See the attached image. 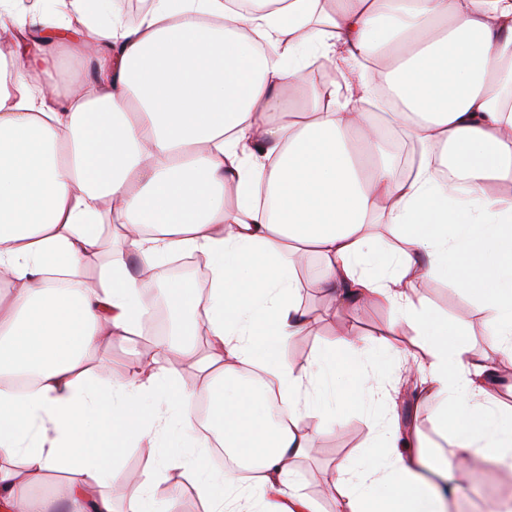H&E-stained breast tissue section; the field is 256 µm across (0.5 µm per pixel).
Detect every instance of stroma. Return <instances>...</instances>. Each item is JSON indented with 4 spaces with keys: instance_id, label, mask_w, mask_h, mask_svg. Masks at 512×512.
<instances>
[{
    "instance_id": "35a3bbf8",
    "label": "stroma",
    "mask_w": 512,
    "mask_h": 512,
    "mask_svg": "<svg viewBox=\"0 0 512 512\" xmlns=\"http://www.w3.org/2000/svg\"><path fill=\"white\" fill-rule=\"evenodd\" d=\"M320 263L318 255H311L307 267L300 272L303 282L301 304L312 313L315 321L309 332L294 337L288 347V359L296 364L304 362L311 352L340 342L339 331L347 328L367 342L368 362H381L380 354L387 341L389 308L376 306L359 313L341 310L336 316H328L326 310L329 303L311 280ZM408 292L423 298L436 314L447 318L449 323L463 326L475 354L491 352L493 343L487 334L486 314L466 299L463 289L441 279L424 283L416 280L409 285ZM152 350V345L138 336L102 343L95 362L99 381L106 383L124 377L139 361L150 358ZM396 411L404 427L420 431L431 456L448 468H456L452 436L440 426L433 405L420 403L411 387L405 385L396 399ZM379 416L376 407L361 405L355 399L350 400L340 414L341 427L322 435L312 454L299 460L297 468L300 473V489L317 501L321 512H336L335 500L326 494L333 466L342 460L374 456L372 441ZM470 465L481 471V483L477 486L466 482L455 485L452 494L453 512H494L497 501L512 495V472L484 470L481 461L477 459L471 460Z\"/></svg>"
}]
</instances>
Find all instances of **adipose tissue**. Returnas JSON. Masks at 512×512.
<instances>
[{
  "label": "adipose tissue",
  "instance_id": "ef3b65f1",
  "mask_svg": "<svg viewBox=\"0 0 512 512\" xmlns=\"http://www.w3.org/2000/svg\"><path fill=\"white\" fill-rule=\"evenodd\" d=\"M3 34L15 55L0 57V375L35 382L0 385V512H114L119 497L123 512H178L173 469L205 512H319L296 461L339 428L351 397L387 412L380 458L333 467L336 512H449L444 469L399 422L357 337L288 362L312 322L296 296L312 252L335 309L384 305L389 335L414 331L416 353L387 350L451 422L457 457L512 470V410L490 389L493 362L512 364V0H151L134 23L110 0H0ZM59 48L90 58L88 85L60 88ZM313 57L343 86L309 87ZM381 86L403 108L380 120L362 103ZM389 128L420 149L409 175ZM108 224L117 251L143 263L199 253L210 284L202 299L167 285L169 307L200 319L102 387L87 362L103 339L140 335L154 288L120 259L80 276ZM375 224L399 247H381ZM52 270L66 286L49 283ZM415 278L464 289L494 354L475 355L411 297ZM189 355L193 392L164 364ZM195 396L250 480L210 469ZM174 430L181 449L158 447ZM144 443L156 464L129 496L119 459ZM54 471L68 476L65 496L37 495Z\"/></svg>",
  "mask_w": 512,
  "mask_h": 512
}]
</instances>
